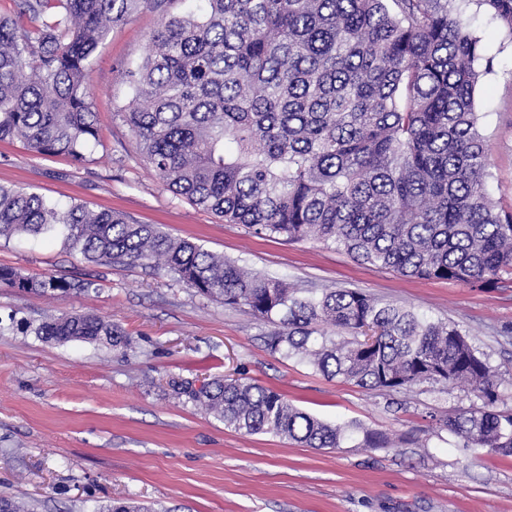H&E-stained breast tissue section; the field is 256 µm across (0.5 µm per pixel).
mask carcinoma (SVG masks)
<instances>
[{
  "mask_svg": "<svg viewBox=\"0 0 512 512\" xmlns=\"http://www.w3.org/2000/svg\"><path fill=\"white\" fill-rule=\"evenodd\" d=\"M472 1L512 33V0H205L200 11L163 15L120 111L163 185L228 224L313 239L404 277L491 285L512 273V213L487 192L474 101L481 39L462 9ZM148 5L162 0H18L17 17H0V141L81 162L98 139L91 58ZM56 234L91 262L147 260L200 297L247 309L273 327L271 354L327 377L383 395L460 387L481 405L442 426L465 448L512 457L498 373L452 322L357 289L301 295L154 224L0 185V239ZM0 283L61 299L91 288L9 267ZM32 331L56 344L134 343L91 313L50 315ZM170 387L243 434L309 448L389 444L382 431L332 425L256 382ZM98 512L151 508L115 500Z\"/></svg>",
  "mask_w": 512,
  "mask_h": 512,
  "instance_id": "carcinoma-1",
  "label": "carcinoma"
}]
</instances>
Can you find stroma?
<instances>
[{
    "label": "stroma",
    "mask_w": 512,
    "mask_h": 512,
    "mask_svg": "<svg viewBox=\"0 0 512 512\" xmlns=\"http://www.w3.org/2000/svg\"><path fill=\"white\" fill-rule=\"evenodd\" d=\"M200 7L168 0L165 9ZM162 10L141 8L99 46L88 75L99 140L85 160L0 142V184L119 211L303 292L358 289L453 322L501 371L512 408V278L485 288L406 278L314 241L255 237L166 189L120 113L127 70L147 52ZM466 12L491 61L475 92L491 159L487 192L512 211V33L476 5ZM0 266L93 284L63 301L0 285V495L27 500L31 512H94L114 498L163 512H512V458L463 449L439 426L475 403L458 387L388 396L326 378L270 354L269 325L248 312L201 298L148 264L90 262L58 236L0 240ZM73 310L120 325L133 348L58 345L24 329ZM224 375L277 390L326 422L383 431L390 444L319 449L242 434L168 385Z\"/></svg>",
    "instance_id": "1"
}]
</instances>
